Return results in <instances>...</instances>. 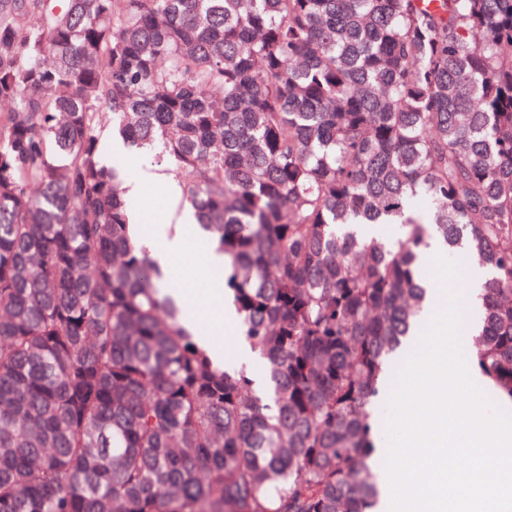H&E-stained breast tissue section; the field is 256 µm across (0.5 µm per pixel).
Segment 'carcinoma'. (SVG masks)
<instances>
[{"instance_id":"cac0c4a2","label":"carcinoma","mask_w":512,"mask_h":512,"mask_svg":"<svg viewBox=\"0 0 512 512\" xmlns=\"http://www.w3.org/2000/svg\"><path fill=\"white\" fill-rule=\"evenodd\" d=\"M107 122L257 366L185 329ZM432 238L491 273L469 362L512 402V0H0V512H376Z\"/></svg>"}]
</instances>
